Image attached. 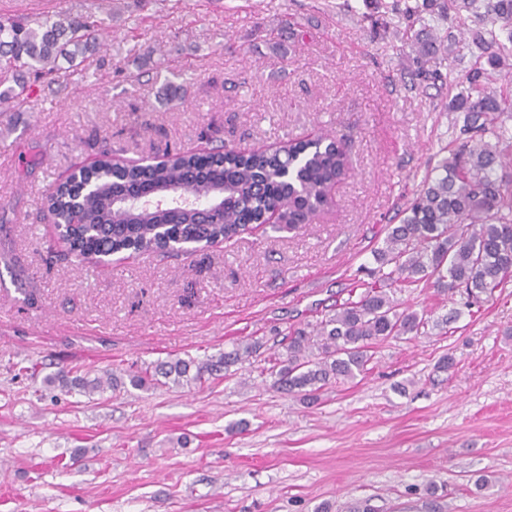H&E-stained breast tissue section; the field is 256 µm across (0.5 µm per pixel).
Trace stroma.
Returning <instances> with one entry per match:
<instances>
[{
	"label": "stroma",
	"mask_w": 512,
	"mask_h": 512,
	"mask_svg": "<svg viewBox=\"0 0 512 512\" xmlns=\"http://www.w3.org/2000/svg\"><path fill=\"white\" fill-rule=\"evenodd\" d=\"M384 2L0 0L3 17L93 12L107 26L84 69L0 106V512H426L434 493L447 512H512V282L469 309L396 290L423 335L378 342L366 375L315 403L260 375L289 330L358 299L373 250L463 123L450 101L478 56L481 0L412 26ZM460 22L448 52L417 64L412 32ZM323 132L347 136L349 169L295 230L97 267L43 220L58 180L104 156ZM255 341L251 369L200 388L88 398L44 382Z\"/></svg>",
	"instance_id": "1"
}]
</instances>
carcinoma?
I'll list each match as a JSON object with an SVG mask.
<instances>
[{"mask_svg":"<svg viewBox=\"0 0 512 512\" xmlns=\"http://www.w3.org/2000/svg\"><path fill=\"white\" fill-rule=\"evenodd\" d=\"M423 2L458 13L472 8V0ZM484 8L489 26L471 32L472 42L486 54L484 65L466 77L474 95L461 93L451 100L453 108L465 113L461 143L437 161L400 223L373 251L374 281L365 284L359 300L337 305L333 314L285 338L284 352L267 368L277 390L314 403L328 385L364 374L374 344L418 335L423 317L401 308L394 288L426 283L440 293L463 296V305L470 308L512 281V180L497 175L503 167L502 147L511 148L512 140L495 124L497 113L512 111V98L486 86L489 72L512 56V0H486ZM103 26L94 13L1 18L0 70L12 72L13 84L0 89V104L21 99L32 83L61 70L60 58L71 68L82 65ZM348 166L347 143L327 136L272 152L230 149L206 159L178 153L156 167L133 166L118 181L81 166L78 182L49 196L46 221L71 230L66 250L81 262L127 251L182 254L192 243L229 241L271 214L278 220L274 229L311 223L332 203L331 190ZM90 179L97 182V192L74 200L73 192ZM131 186L143 194L188 193L205 203L215 200L211 223H196L190 211L112 206V197ZM253 349L248 345L202 359L161 361L124 379L113 373L93 378L65 373L49 382L83 396L128 385L148 387L160 377L165 385L188 386L245 363Z\"/></svg>","mask_w":512,"mask_h":512,"instance_id":"carcinoma-1","label":"carcinoma"}]
</instances>
